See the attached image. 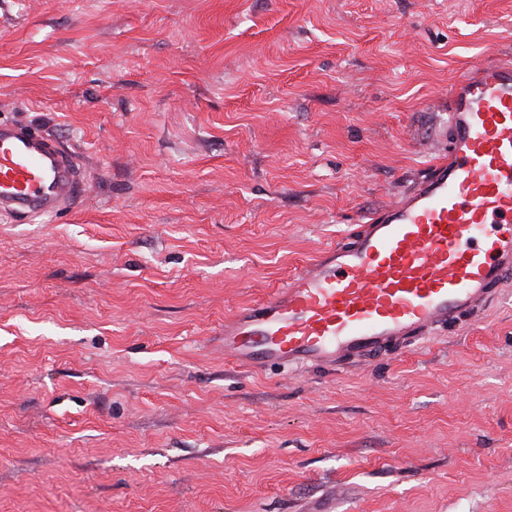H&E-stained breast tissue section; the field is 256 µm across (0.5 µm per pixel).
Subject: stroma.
I'll return each mask as SVG.
<instances>
[{
	"mask_svg": "<svg viewBox=\"0 0 512 512\" xmlns=\"http://www.w3.org/2000/svg\"><path fill=\"white\" fill-rule=\"evenodd\" d=\"M500 59L512 0H0V118L87 187L0 216V512H512V282L344 369L224 358Z\"/></svg>",
	"mask_w": 512,
	"mask_h": 512,
	"instance_id": "obj_1",
	"label": "stroma"
}]
</instances>
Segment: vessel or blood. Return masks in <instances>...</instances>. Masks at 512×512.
I'll use <instances>...</instances> for the list:
<instances>
[{
  "instance_id": "1",
  "label": "vessel or blood",
  "mask_w": 512,
  "mask_h": 512,
  "mask_svg": "<svg viewBox=\"0 0 512 512\" xmlns=\"http://www.w3.org/2000/svg\"><path fill=\"white\" fill-rule=\"evenodd\" d=\"M448 150L370 220L224 320V357L341 367L475 317L512 279V63L475 66L448 92ZM84 182L24 120H0V213L54 216Z\"/></svg>"
}]
</instances>
